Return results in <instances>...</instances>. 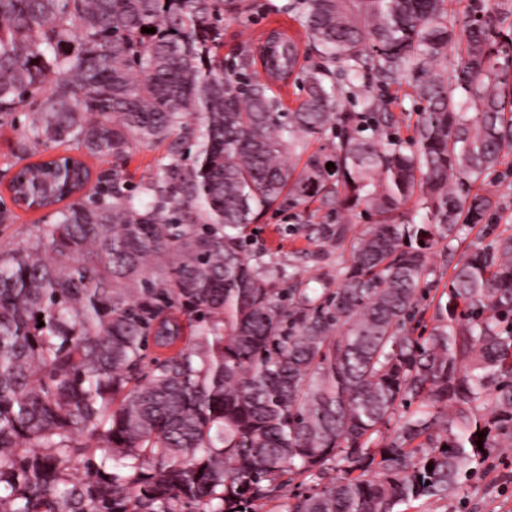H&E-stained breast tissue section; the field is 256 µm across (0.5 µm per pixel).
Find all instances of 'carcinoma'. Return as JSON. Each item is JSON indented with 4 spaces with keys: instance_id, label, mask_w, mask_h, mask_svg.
Here are the masks:
<instances>
[{
    "instance_id": "obj_1",
    "label": "carcinoma",
    "mask_w": 512,
    "mask_h": 512,
    "mask_svg": "<svg viewBox=\"0 0 512 512\" xmlns=\"http://www.w3.org/2000/svg\"><path fill=\"white\" fill-rule=\"evenodd\" d=\"M445 2L295 0L321 64L283 112L252 45L231 74L217 54L246 0H0V122L29 107L14 158H112L93 183L76 159L9 185L50 223L0 257V512H261L300 478L316 487L289 512H402L512 439V235L462 254L428 334L412 327L436 248L495 218L470 184L512 152L507 16L466 0L456 22ZM261 60L296 75L298 45ZM366 72L413 81L408 141ZM138 142L167 162L134 185ZM286 200L373 218L356 238L314 225L351 240L336 287L246 253Z\"/></svg>"
}]
</instances>
